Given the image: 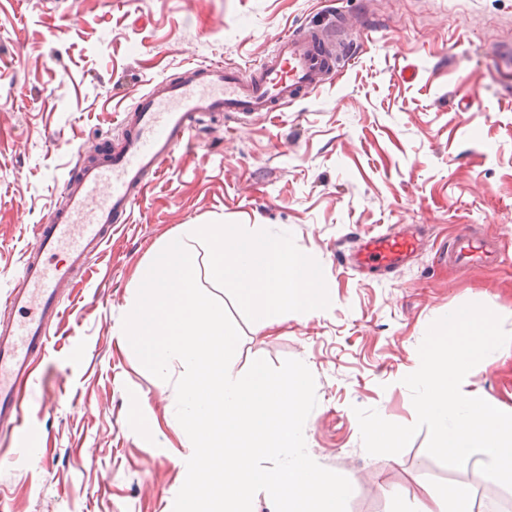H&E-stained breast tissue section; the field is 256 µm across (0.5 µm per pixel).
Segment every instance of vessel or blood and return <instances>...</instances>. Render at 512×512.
<instances>
[{
  "mask_svg": "<svg viewBox=\"0 0 512 512\" xmlns=\"http://www.w3.org/2000/svg\"><path fill=\"white\" fill-rule=\"evenodd\" d=\"M351 59L350 49L334 48L321 31L300 27L282 35L274 54L254 64L249 76L218 64L196 65L139 96L133 128L120 148L98 162L77 161V177L66 185L63 204L39 226L25 253L19 282L8 296L18 318L0 327V425H22L17 383L31 375L35 355L47 345L48 325L60 314L58 285L99 253L113 225L125 223L196 116L279 111L331 82ZM417 244L414 233L394 227L356 243L349 264L394 269L411 259ZM445 258L458 267H484L492 264L493 252L465 225Z\"/></svg>",
  "mask_w": 512,
  "mask_h": 512,
  "instance_id": "b4317fda",
  "label": "vessel or blood"
}]
</instances>
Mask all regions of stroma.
<instances>
[{"mask_svg":"<svg viewBox=\"0 0 512 512\" xmlns=\"http://www.w3.org/2000/svg\"><path fill=\"white\" fill-rule=\"evenodd\" d=\"M304 26L357 41L353 63L283 111L204 117L62 287L21 387L30 445L0 434V512H173L191 445L175 415L181 368L166 381L147 371L123 319L155 249L212 222L291 233L323 269L329 308L271 328L201 286L240 330L232 377L258 358L312 372L306 448L354 478L347 512H410L422 487L462 486L427 453V430L400 454H368L354 410L413 424L402 379L430 324L463 305L487 306L512 333V0H0V321L36 225L78 157L122 140L138 95L196 63L248 71ZM392 224L420 226L414 259L382 275L348 269L345 249ZM464 224L497 263H444ZM466 389L512 406V356L477 364ZM25 449L26 465L9 463Z\"/></svg>","mask_w":512,"mask_h":512,"instance_id":"stroma-1","label":"stroma"}]
</instances>
